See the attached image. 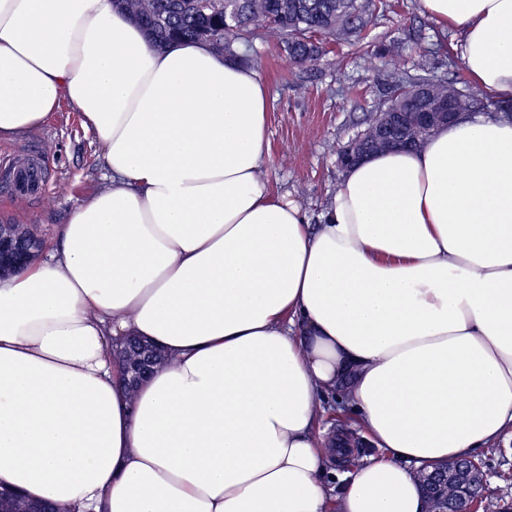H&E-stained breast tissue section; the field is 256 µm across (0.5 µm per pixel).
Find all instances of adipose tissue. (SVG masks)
Listing matches in <instances>:
<instances>
[{
  "label": "adipose tissue",
  "mask_w": 512,
  "mask_h": 512,
  "mask_svg": "<svg viewBox=\"0 0 512 512\" xmlns=\"http://www.w3.org/2000/svg\"><path fill=\"white\" fill-rule=\"evenodd\" d=\"M512 101V0H420ZM107 186L0 278V488L57 512H425L415 470L512 439V118L346 168L309 223L265 176L254 69L113 0H0V140L60 102ZM166 363L128 391L112 341ZM338 403L376 449L344 472Z\"/></svg>",
  "instance_id": "1"
}]
</instances>
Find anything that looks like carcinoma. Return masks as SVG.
I'll list each match as a JSON object with an SVG mask.
<instances>
[{
  "label": "carcinoma",
  "instance_id": "cac0c4a2",
  "mask_svg": "<svg viewBox=\"0 0 512 512\" xmlns=\"http://www.w3.org/2000/svg\"><path fill=\"white\" fill-rule=\"evenodd\" d=\"M115 5L141 23L158 46L176 41L205 42L234 61H241V46L256 36L282 44L291 65L315 63L324 52V42L348 41L360 36L374 19V0H114ZM393 94L381 103L360 134L373 142L381 112L403 113L396 136L406 148L425 145L433 128L414 122L408 100L420 84L430 87L436 99L459 103L460 111L473 107L453 81L432 74L430 55L423 53L415 63V74L401 68L398 48L387 46Z\"/></svg>",
  "mask_w": 512,
  "mask_h": 512
}]
</instances>
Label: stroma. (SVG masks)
<instances>
[{"instance_id":"obj_1","label":"stroma","mask_w":512,"mask_h":512,"mask_svg":"<svg viewBox=\"0 0 512 512\" xmlns=\"http://www.w3.org/2000/svg\"><path fill=\"white\" fill-rule=\"evenodd\" d=\"M398 43L406 68L421 53H431L435 74L456 81L466 96L493 112L495 100L465 72L459 61L460 33L442 27L421 10L419 0H380L373 23L361 38L328 45L313 66L288 68L274 42L254 39L242 46L248 67L256 70L269 92V128L265 152L267 178L274 196H288L317 215L343 175L337 151L362 131L388 88L383 60L364 54ZM31 162L44 187L21 192L0 181V223L21 224L41 241L53 239L69 211L103 183L100 149L77 112L61 104L36 132L0 142V173ZM486 478L479 512H505L512 506V441L477 452Z\"/></svg>"}]
</instances>
